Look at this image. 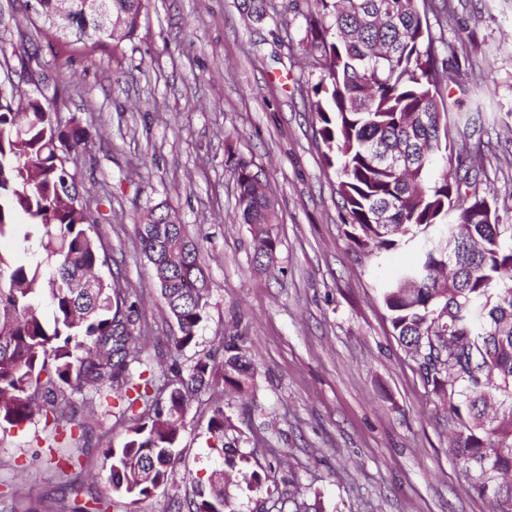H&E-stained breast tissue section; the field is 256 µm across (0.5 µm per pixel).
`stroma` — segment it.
<instances>
[{"mask_svg": "<svg viewBox=\"0 0 512 512\" xmlns=\"http://www.w3.org/2000/svg\"><path fill=\"white\" fill-rule=\"evenodd\" d=\"M295 0H148L134 39L76 43L41 38L28 0H0V48L13 81L34 93L36 73L57 84L64 119L98 135L78 180L112 256V274L137 307L135 335L153 367L170 360L178 332L134 224L156 204L199 239L209 281L208 318L179 354L190 365L236 334L252 356V395L228 390L224 411L238 429L260 487L230 486L236 512H292L300 495L319 512H492L450 447L448 409L423 388L393 334L377 277L393 278L414 254L377 257L349 237L336 175L323 162L311 108L322 71L300 47L308 24ZM434 37L464 43L446 95L486 105L475 157L501 209L512 208V0H454ZM36 42L22 65L13 49ZM260 173L274 203L278 241L269 267L253 257L256 230L241 223L237 161ZM211 403L192 402L181 433L175 484L138 502L114 497L103 451L119 448L125 423L88 409L100 438L64 444L43 420L0 436V512H68L56 462L80 458L72 479L83 500L108 512H167L172 496L226 468L208 442Z\"/></svg>", "mask_w": 512, "mask_h": 512, "instance_id": "obj_1", "label": "stroma"}]
</instances>
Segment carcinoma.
Here are the masks:
<instances>
[{
	"label": "carcinoma",
	"instance_id": "carcinoma-1",
	"mask_svg": "<svg viewBox=\"0 0 512 512\" xmlns=\"http://www.w3.org/2000/svg\"><path fill=\"white\" fill-rule=\"evenodd\" d=\"M60 0H37L52 35L82 42L102 28L99 14ZM122 21L117 40L141 26L144 0H108ZM304 54L323 71L314 88L325 164L336 170L350 237L379 253L414 243L416 256L381 285L399 343L425 385L448 404L451 448L495 512H512V222L490 191L471 176V150L453 153V133L482 122L483 106L447 111V61L440 57L428 13L451 17L452 0H306ZM59 94L28 100L25 118L0 108V238L35 242L33 261L0 252V431L44 419L69 438L85 439L81 403H109L128 424L123 447L107 448V480L119 497L140 498L173 481L180 432L191 401L216 394L208 430L212 449L235 466L237 438L222 402L224 388L254 380L251 355L235 339L221 361L184 366L176 353L191 345L207 319L208 277L200 244L185 225L151 208L135 223L161 296L178 327L171 363L156 376L145 345L133 335L134 303L113 278L100 275L112 256L93 234L76 181L88 129L68 126ZM249 165L237 163V206L259 228L256 262L273 259L277 243L261 229L274 207ZM49 312L35 303L36 286ZM138 413H133L134 407ZM223 477L170 499L169 512H235Z\"/></svg>",
	"mask_w": 512,
	"mask_h": 512
}]
</instances>
